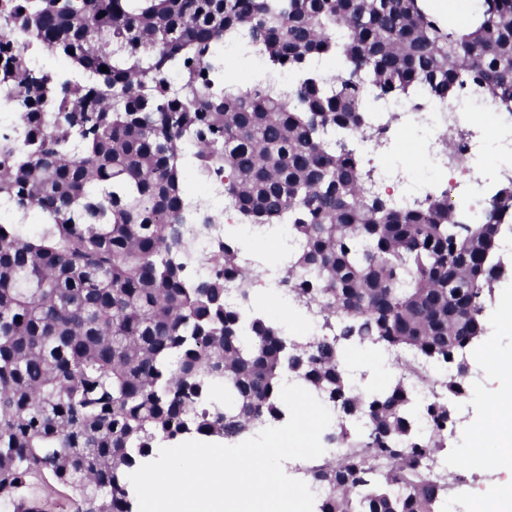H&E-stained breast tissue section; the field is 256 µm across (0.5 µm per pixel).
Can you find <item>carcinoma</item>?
<instances>
[{
	"instance_id": "obj_1",
	"label": "carcinoma",
	"mask_w": 512,
	"mask_h": 512,
	"mask_svg": "<svg viewBox=\"0 0 512 512\" xmlns=\"http://www.w3.org/2000/svg\"><path fill=\"white\" fill-rule=\"evenodd\" d=\"M469 12L453 26L422 0H0V95L20 119L0 134V505L44 512L28 493L51 481L75 512H139L129 475L155 449L283 421L287 375L335 407L323 442L343 449L303 471L317 512H444L452 477L431 461L453 413L417 409L413 379L431 362L448 397L466 387L512 273V184L484 224L443 192L396 208L367 192L351 139L370 103L417 92L485 91L512 115V0ZM230 33L291 83H227ZM188 155L242 223L286 224L296 247L245 262L226 224L194 256L212 219L191 208ZM268 275L329 333L260 312ZM362 345L400 367L372 392L347 363Z\"/></svg>"
}]
</instances>
